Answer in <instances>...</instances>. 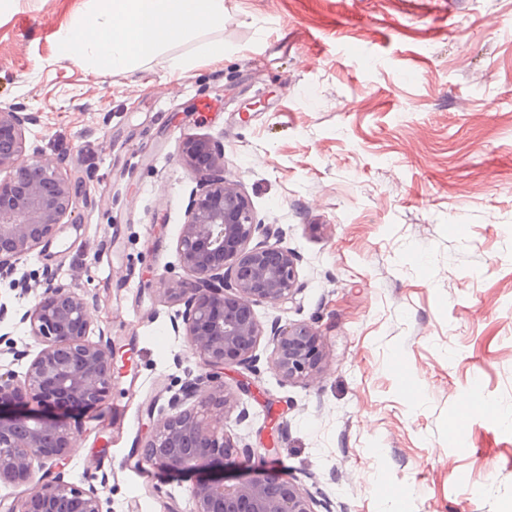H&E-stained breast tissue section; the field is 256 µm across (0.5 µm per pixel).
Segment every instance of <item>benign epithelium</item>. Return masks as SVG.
<instances>
[{
	"instance_id": "7a95c632",
	"label": "benign epithelium",
	"mask_w": 512,
	"mask_h": 512,
	"mask_svg": "<svg viewBox=\"0 0 512 512\" xmlns=\"http://www.w3.org/2000/svg\"><path fill=\"white\" fill-rule=\"evenodd\" d=\"M35 121L19 107L0 106V169L13 170L0 181V280L11 278L20 262L56 236L76 205L75 187L55 170L24 159L22 130ZM183 160L201 174V182L177 240L191 279L169 289L184 304L172 326L184 333L209 371L188 375L181 392L169 398L163 423L145 441L144 460L172 474L222 468L233 455V441L218 434L224 417H211L212 410L224 411L229 402L213 370L254 363L263 336L254 306L285 303L298 290L295 256L267 243L279 231L255 222L249 200L224 179V154L205 140H189ZM258 237L261 241L254 242ZM19 322L29 323L30 336L42 348L24 378L10 370L0 374V484L34 482L39 488L8 512H104L106 476L85 488L64 479L72 439L67 423L4 408L22 389L44 408L87 409L103 403L112 389L113 351L104 340L89 339L88 303L51 283ZM269 341L271 364L284 380L304 379L320 369L323 354L312 326L273 327ZM48 465L58 472L45 482L39 473ZM190 496L193 512H314L307 491L258 470L233 485L225 484L222 475L199 480Z\"/></svg>"
}]
</instances>
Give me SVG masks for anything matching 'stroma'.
Returning <instances> with one entry per match:
<instances>
[{"mask_svg":"<svg viewBox=\"0 0 512 512\" xmlns=\"http://www.w3.org/2000/svg\"><path fill=\"white\" fill-rule=\"evenodd\" d=\"M81 6L0 17V102L36 113L27 156L78 190L18 272H52L116 351L106 402L57 412L66 481L107 474L110 512L193 510L196 474L137 471L203 370L167 297L188 277L176 244L200 179L182 150L201 139L296 258L297 293L258 320L312 325L325 356L288 382L264 337L255 367L225 373L224 431L251 465L316 512H512V0H224L223 25L166 49L190 69L105 75L59 58ZM476 382L498 415L458 425Z\"/></svg>","mask_w":512,"mask_h":512,"instance_id":"35a3bbf8","label":"stroma"}]
</instances>
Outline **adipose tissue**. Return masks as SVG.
Here are the masks:
<instances>
[{"mask_svg":"<svg viewBox=\"0 0 512 512\" xmlns=\"http://www.w3.org/2000/svg\"><path fill=\"white\" fill-rule=\"evenodd\" d=\"M86 14L56 35L62 60L95 72L129 70L165 57L183 71L190 59L165 56V48L224 20V0H85Z\"/></svg>","mask_w":512,"mask_h":512,"instance_id":"adipose-tissue-1","label":"adipose tissue"}]
</instances>
